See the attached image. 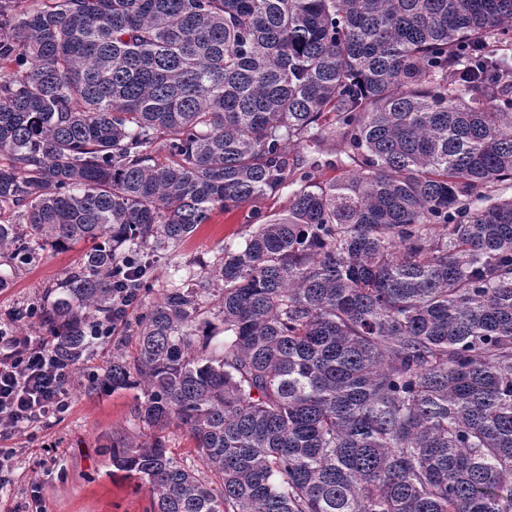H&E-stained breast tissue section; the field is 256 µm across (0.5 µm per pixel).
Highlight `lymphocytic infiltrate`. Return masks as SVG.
I'll list each match as a JSON object with an SVG mask.
<instances>
[{
  "label": "lymphocytic infiltrate",
  "instance_id": "f902f5d3",
  "mask_svg": "<svg viewBox=\"0 0 512 512\" xmlns=\"http://www.w3.org/2000/svg\"><path fill=\"white\" fill-rule=\"evenodd\" d=\"M70 378L44 337L0 328V473L11 466L16 450L9 442L17 433L69 409Z\"/></svg>",
  "mask_w": 512,
  "mask_h": 512
}]
</instances>
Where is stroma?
<instances>
[{"instance_id": "1", "label": "stroma", "mask_w": 512, "mask_h": 512, "mask_svg": "<svg viewBox=\"0 0 512 512\" xmlns=\"http://www.w3.org/2000/svg\"><path fill=\"white\" fill-rule=\"evenodd\" d=\"M287 203L283 194L227 214L214 213L191 238L159 255L161 275L218 261L225 244L239 241L261 216ZM82 254L78 246L46 250L35 266L14 275L11 287L0 289V313L43 297L45 285L64 278ZM70 395L69 409L52 426L13 440L16 456L0 490V512H16L35 487L41 492L42 512H146L151 500L148 485L114 471L109 453L113 440L149 435L133 417L136 391L87 394L74 388Z\"/></svg>"}]
</instances>
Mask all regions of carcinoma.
Segmentation results:
<instances>
[{
  "instance_id": "obj_1",
  "label": "carcinoma",
  "mask_w": 512,
  "mask_h": 512,
  "mask_svg": "<svg viewBox=\"0 0 512 512\" xmlns=\"http://www.w3.org/2000/svg\"><path fill=\"white\" fill-rule=\"evenodd\" d=\"M22 2L0 260L87 250L15 325L84 392H142L150 439L112 467L150 512H512V0ZM308 140L341 147L335 178L290 155ZM286 188L158 287L159 252ZM119 327L136 355L82 375ZM166 435L168 448L178 461L184 463L187 461L189 463L190 460L192 461L195 459V463L198 465L197 469L200 471V475L205 479H210L209 477H212L211 474L202 465L200 460L195 457V454L192 450V444L180 431L173 428L168 431Z\"/></svg>"
}]
</instances>
